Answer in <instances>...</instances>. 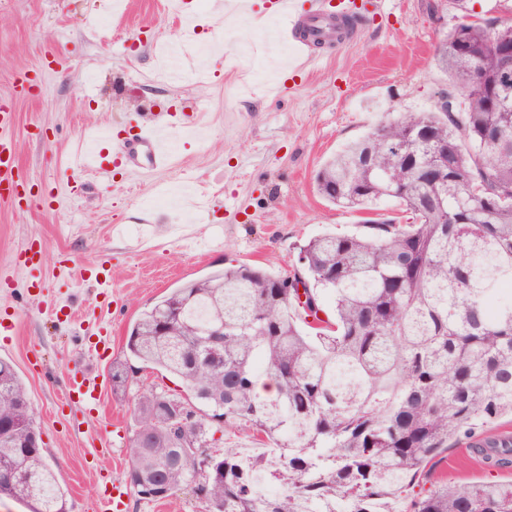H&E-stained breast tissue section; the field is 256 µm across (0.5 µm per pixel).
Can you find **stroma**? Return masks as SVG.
<instances>
[{
    "label": "stroma",
    "mask_w": 512,
    "mask_h": 512,
    "mask_svg": "<svg viewBox=\"0 0 512 512\" xmlns=\"http://www.w3.org/2000/svg\"><path fill=\"white\" fill-rule=\"evenodd\" d=\"M424 0H380L350 40L312 61L279 64L264 41V0L233 14L228 0H192L200 20L185 33L169 0H122L103 18L100 0H0V99L15 113L18 173L50 206H0V313L16 334L0 335V358L13 363L37 413L44 462L56 473L67 512H89L108 478L127 480L131 409L139 385L175 387L156 370L138 373L126 391L112 387L139 314L183 283L228 266L276 276L301 272L299 248L326 231L361 232V213L336 207L314 177L344 145L388 113L433 109L447 74L435 48L462 10L475 18L511 17L512 0H448L442 21ZM204 41L181 60V73L158 78L156 42ZM34 94L14 93L19 73ZM177 124L199 117L204 138L179 141L173 165L132 180L114 161L147 113ZM105 127L103 171L81 172L72 157L83 131ZM189 184L180 211L160 207L166 191ZM39 245L34 272L13 267L15 253ZM73 272L56 264L60 251ZM112 303V347L94 348L92 316ZM89 371L103 389L96 410L64 406L66 374ZM512 434L504 417L459 437L431 461L410 492L436 480L512 484V466H489L475 446Z\"/></svg>",
    "instance_id": "stroma-1"
}]
</instances>
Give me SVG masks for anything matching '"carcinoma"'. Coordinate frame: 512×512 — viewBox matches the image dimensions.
<instances>
[{
    "mask_svg": "<svg viewBox=\"0 0 512 512\" xmlns=\"http://www.w3.org/2000/svg\"><path fill=\"white\" fill-rule=\"evenodd\" d=\"M512 20L464 15L438 44L450 82L434 109L387 116L317 171L328 202L407 215L324 233L299 248L304 274L229 266L184 283L132 324L113 388L140 369L177 378L182 392L146 385L134 400L130 483L144 499L179 490L212 512H395L429 460L479 424L512 417V76L500 50ZM446 159L436 180L433 164ZM302 283L306 299L298 289ZM334 298L327 319L319 293ZM311 317L312 326L302 321ZM223 331L216 336L214 332ZM272 382L273 395L259 385ZM0 462L32 489L30 512H66L43 462L34 408L0 360ZM239 423L269 448L213 454ZM512 465V437L477 445ZM277 488L261 493L257 477ZM410 512H512V487L439 485Z\"/></svg>",
    "mask_w": 512,
    "mask_h": 512,
    "instance_id": "obj_1",
    "label": "carcinoma"
}]
</instances>
